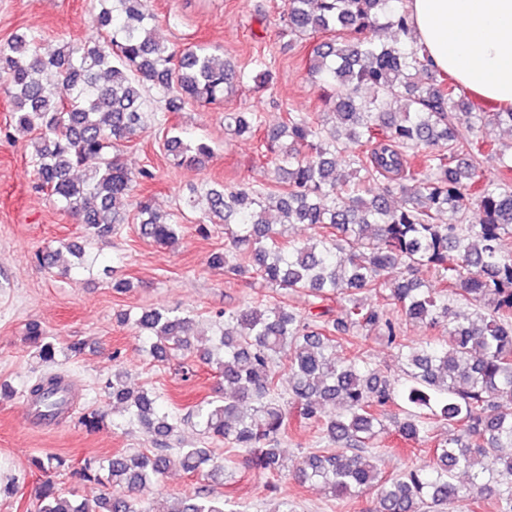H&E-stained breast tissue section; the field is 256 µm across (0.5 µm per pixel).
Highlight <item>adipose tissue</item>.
Segmentation results:
<instances>
[{"instance_id": "1", "label": "adipose tissue", "mask_w": 512, "mask_h": 512, "mask_svg": "<svg viewBox=\"0 0 512 512\" xmlns=\"http://www.w3.org/2000/svg\"><path fill=\"white\" fill-rule=\"evenodd\" d=\"M414 37L441 71L512 107V0H406Z\"/></svg>"}]
</instances>
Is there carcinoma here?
I'll list each match as a JSON object with an SVG mask.
<instances>
[{
    "label": "carcinoma",
    "mask_w": 512,
    "mask_h": 512,
    "mask_svg": "<svg viewBox=\"0 0 512 512\" xmlns=\"http://www.w3.org/2000/svg\"><path fill=\"white\" fill-rule=\"evenodd\" d=\"M100 39H60L46 45L36 31L0 43V90L11 106L10 126L30 137L39 186L93 237L126 223L125 202L150 170L133 174L116 147L145 127L143 104L154 91L166 111L193 104L217 105L240 79L231 62L205 44L171 49L154 36L149 0H97ZM284 31L304 39L325 34L309 58L308 73L323 87L327 113L290 112L267 140L274 154L278 191L206 183L185 207L200 213V230L224 225L231 248L211 254L210 265L235 276L309 298L307 315L287 307L245 305L220 314L215 350L199 361L231 389L194 406L187 419L201 435L251 456L253 465L283 466L280 439L288 433V405L299 423L321 426L327 448L306 454L296 467L301 483H320L334 497L371 493L374 512H440L462 497L456 474L471 478L468 495L512 512V253L501 238L512 235V157L497 151L484 130L512 127V108L484 110L460 85L436 70L410 41L404 0H285ZM54 71L57 82L44 74ZM252 112L224 113V128L237 137L258 131ZM360 152L341 168L346 143ZM164 150L175 167H201L211 153L199 138L167 129ZM498 159L503 174L485 180L483 161ZM84 167L82 177L73 171ZM139 233L174 249L179 219L160 220L147 196L136 202ZM315 230L302 243L285 239V227ZM86 267V246L61 243L38 255L49 269L63 253ZM436 283L417 277L421 267ZM382 304L371 305L365 296ZM484 304L477 317L451 305ZM404 321L448 322L442 344L412 346L401 336ZM130 323L146 351L159 361L191 347L195 318L161 307L142 308ZM378 335L405 366L406 406L392 416L398 435L416 442L428 421L456 433L434 444L432 460L399 474H383L373 441L385 430L386 407L398 394L357 350L343 357L346 336ZM40 361L80 355L84 343L61 349L40 324L27 326ZM288 358V397L277 391L276 359ZM58 375L39 377L24 393L48 409L57 406ZM104 392L140 426L156 452H118L105 461L80 463L46 455L34 466L49 472L68 466L103 494L89 504L46 482L31 512H240L206 488L165 505L147 497L174 467L204 481L224 476L211 448H167L177 428L158 396L134 391L123 372L112 371ZM105 413L85 411L77 422L88 431Z\"/></svg>",
    "instance_id": "1"
}]
</instances>
